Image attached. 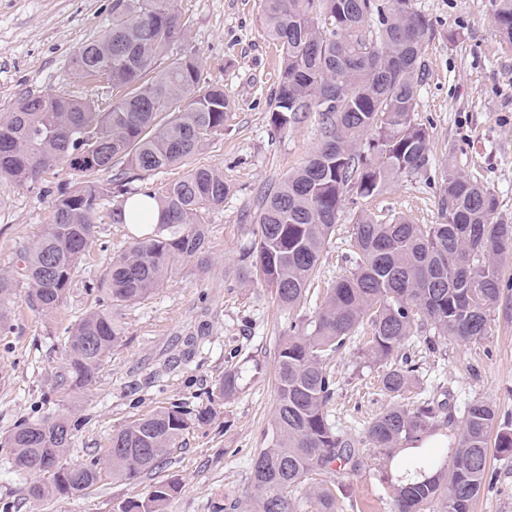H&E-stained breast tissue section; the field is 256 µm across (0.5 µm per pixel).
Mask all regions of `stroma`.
<instances>
[{
	"instance_id": "35a3bbf8",
	"label": "stroma",
	"mask_w": 512,
	"mask_h": 512,
	"mask_svg": "<svg viewBox=\"0 0 512 512\" xmlns=\"http://www.w3.org/2000/svg\"><path fill=\"white\" fill-rule=\"evenodd\" d=\"M188 27L169 54L195 53L201 79L223 86L236 101L221 135L187 165L133 178L135 188L161 190L188 168L216 167L232 191L222 208L206 212L205 267L182 262L146 300L117 310L122 336L82 389L57 385L66 338L99 300L97 286L113 257L131 243V225L102 221L57 309L28 300L20 276L26 247L53 217L62 185L77 172L59 164L35 185L0 178V271L15 275L9 320L0 327V441L21 421L68 412L73 436L66 460L100 463L98 482L75 498L37 502L27 495L33 478L18 474L10 449L0 445V512H115L119 503L145 498L154 478L113 481L103 463L110 439L127 423L175 404L209 408L178 440L158 477L179 483L168 512H226L251 492L254 458L266 447L277 404L275 355L292 322H309L336 281L355 268L353 225L359 214L415 224L442 220L444 173L454 168L494 189L500 219L512 224V42L492 31L491 0H411L433 28L424 47L426 72L416 93L415 117L430 134L427 174L400 178L380 194L345 200L309 291L296 310L280 308L272 290L243 278L238 265L250 241L262 198L319 146L315 119L283 129L269 120L281 48L263 27L259 0H174ZM112 21V0H0V113L27 95L100 97L98 83L74 76L71 59ZM505 285L489 316L487 336L461 342L415 332L398 355L412 368L409 403L442 405L441 434L462 425L471 402L496 406L512 422V259L500 264ZM371 334L362 326L327 359L336 379L325 407L334 429L357 451L355 464L312 475L311 484L343 482L338 512H391L396 472L366 436L368 423L391 403L381 390L383 367L366 353ZM244 381L233 398L214 390L231 366ZM493 479L473 512H512V457H492Z\"/></svg>"
}]
</instances>
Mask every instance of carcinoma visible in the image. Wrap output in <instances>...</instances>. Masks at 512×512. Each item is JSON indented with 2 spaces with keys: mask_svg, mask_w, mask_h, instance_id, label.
Listing matches in <instances>:
<instances>
[{
  "mask_svg": "<svg viewBox=\"0 0 512 512\" xmlns=\"http://www.w3.org/2000/svg\"><path fill=\"white\" fill-rule=\"evenodd\" d=\"M266 33L282 48L270 121L276 127L314 116L322 140L298 169L264 195L249 247L240 256L243 275L274 292L293 309L305 295L349 193L368 197L394 179L427 173L429 131L415 118L424 75L425 37L432 25L410 0H260ZM495 34L512 42V0H492ZM186 30L171 0H112V22L72 58L76 76L94 71L112 88L105 108L94 100L44 94L26 96L0 113V176L29 187L58 163L80 173L60 190L53 218L25 257L32 305L59 307L69 294L78 262L92 239L102 201L123 223L126 201L138 191L128 178L108 182L98 174L125 163L150 174L188 161L224 132L235 101L220 86L200 85L198 58L182 54L159 71L156 63ZM224 173L195 167L159 195L160 224L112 258L101 282L108 304L89 310L65 343L63 382L81 388L94 377L121 329L112 309L148 298L180 262L207 248L202 214L221 208L231 193ZM443 222L390 223L361 213L353 226L356 267L336 282L308 327H290L276 358L277 406L267 446L255 457L247 512H297L296 493L309 476L356 450L328 423L325 407L335 379L324 360L364 323L372 336L367 353L386 365L382 391L395 399L367 426L373 447L390 451L421 442L437 430L442 406L399 402L410 387L409 371L393 360L418 328L421 316L440 337L483 338L488 316L502 296L500 262L512 255V224L498 220L492 189L452 170L440 199ZM13 279L0 274V326L8 319ZM243 375L224 371L218 394L237 395ZM209 415L182 405L162 408L112 435L108 464L115 481H133L159 468L193 420ZM512 455V427L499 425L495 406L471 403L451 448H417L399 464L393 512H472L489 473V436ZM73 428L64 415L21 421L6 437L16 471L33 474L37 463L55 462L49 482L29 487L35 501L79 497L96 484L97 464L64 461ZM179 486L158 482L143 500L119 512H167ZM342 483L314 487V512H337Z\"/></svg>",
  "mask_w": 512,
  "mask_h": 512,
  "instance_id": "carcinoma-1",
  "label": "carcinoma"
}]
</instances>
